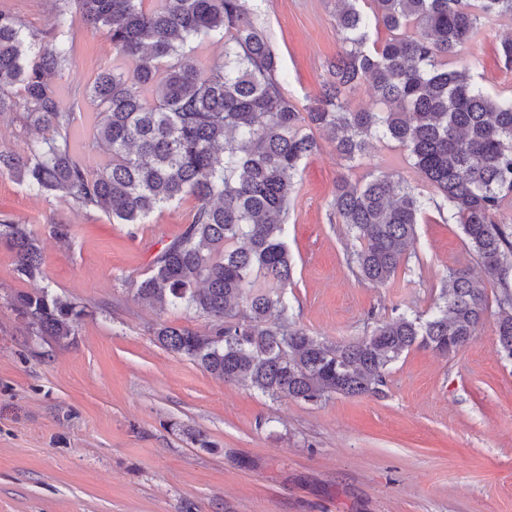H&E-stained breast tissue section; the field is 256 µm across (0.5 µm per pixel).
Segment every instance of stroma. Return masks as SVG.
Segmentation results:
<instances>
[{"label":"stroma","mask_w":512,"mask_h":512,"mask_svg":"<svg viewBox=\"0 0 512 512\" xmlns=\"http://www.w3.org/2000/svg\"><path fill=\"white\" fill-rule=\"evenodd\" d=\"M248 6L279 59L284 94L306 107L341 45L334 0ZM0 10L69 43L54 84L77 106L76 149L91 167L107 163L87 147L98 108L84 95L120 63L105 30L76 14L57 28L54 0H0ZM495 46L460 53L493 96L512 92ZM315 138L320 149L302 164L285 218L288 301L310 335L350 343L376 322L429 311L448 272L474 259L460 225L431 205L395 277L382 287L358 280L353 240L331 208L337 182L382 170L428 186L396 142L351 163L326 134ZM196 206L187 195L144 223L120 224L0 175V219L29 225L44 258L42 278H20L0 241V512H512V362L496 352L494 313L451 355L404 353L375 396L308 403L226 383L154 340L159 323L203 333L207 318L134 296ZM59 219L72 226L69 242L49 233ZM43 287L87 307L72 344L37 335L14 311L16 292Z\"/></svg>","instance_id":"obj_1"}]
</instances>
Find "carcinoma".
<instances>
[{"mask_svg":"<svg viewBox=\"0 0 512 512\" xmlns=\"http://www.w3.org/2000/svg\"><path fill=\"white\" fill-rule=\"evenodd\" d=\"M57 2L58 26L81 15L106 30L124 61L99 72L86 91L99 108L91 146L111 162L93 169L72 150L74 106L53 84L71 48L0 10V120L40 133L24 155L0 145V174L121 224H142L187 194L197 199L191 223L155 256L135 297L213 325L198 334L161 324L154 336L162 347L227 383L317 403L331 394H377L413 346L449 355L475 336L488 300L468 268L450 272L426 316L401 313L344 345L309 335L290 313L284 217L301 162L318 150L307 130L326 131L349 162L366 156L373 139L394 140L428 183L431 202L461 226L486 277L505 279L512 271V224L502 217L512 201V95L485 93L470 67L449 60L512 21V0H335L341 47L303 112L284 95L277 57L246 0H160L150 11L142 0ZM215 33L224 35V56L195 67L184 47ZM364 84L374 103L355 108L351 97ZM425 206L410 183L388 172L338 181L332 207L358 243L350 262L359 279L383 286L395 276ZM0 239L19 276H42L39 240L28 225L1 219ZM496 303V349L512 360V290ZM12 305L38 335L57 342L75 335L86 316L46 288L20 291Z\"/></svg>","mask_w":512,"mask_h":512,"instance_id":"1","label":"carcinoma"}]
</instances>
